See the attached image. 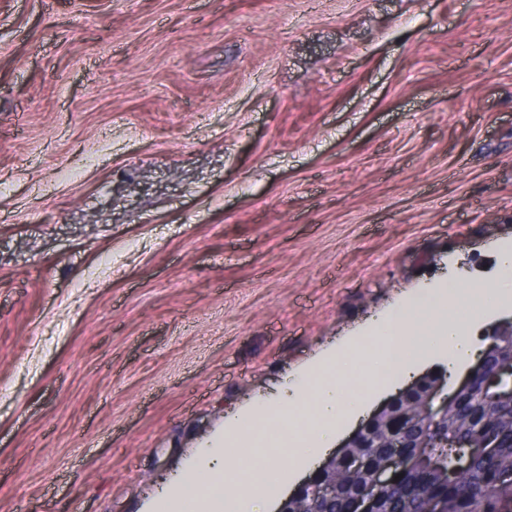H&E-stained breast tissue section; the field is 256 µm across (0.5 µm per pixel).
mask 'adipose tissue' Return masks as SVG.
<instances>
[{
	"label": "adipose tissue",
	"mask_w": 512,
	"mask_h": 512,
	"mask_svg": "<svg viewBox=\"0 0 512 512\" xmlns=\"http://www.w3.org/2000/svg\"><path fill=\"white\" fill-rule=\"evenodd\" d=\"M497 272L474 284L449 276L385 311L366 337L324 354L317 365L293 376L282 393L254 402L228 417L224 434L193 457L188 471L160 490L152 512H265L287 476L318 460L339 431L359 417L383 385L410 375L414 366L438 358L460 371L476 354L472 323L512 297V242L496 247ZM359 376L362 388L349 379ZM300 424L290 444L267 440L272 428ZM252 440L251 463L237 449ZM221 485L214 495L212 485Z\"/></svg>",
	"instance_id": "ef3b65f1"
}]
</instances>
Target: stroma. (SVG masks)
Segmentation results:
<instances>
[{
    "label": "stroma",
    "instance_id": "1",
    "mask_svg": "<svg viewBox=\"0 0 512 512\" xmlns=\"http://www.w3.org/2000/svg\"><path fill=\"white\" fill-rule=\"evenodd\" d=\"M502 239L512 0H0V512H143Z\"/></svg>",
    "mask_w": 512,
    "mask_h": 512
}]
</instances>
